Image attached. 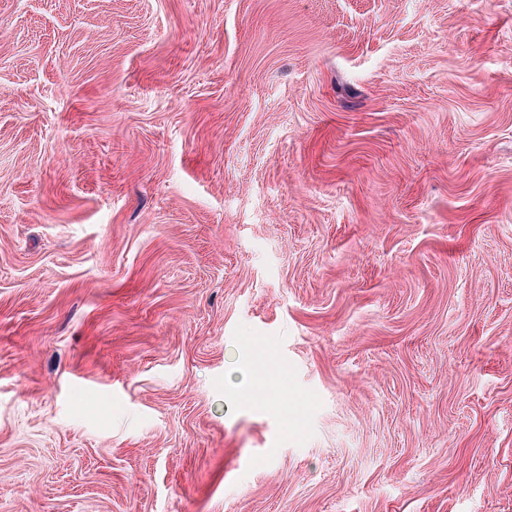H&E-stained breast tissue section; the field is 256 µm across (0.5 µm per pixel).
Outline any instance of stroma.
<instances>
[{"label":"stroma","instance_id":"stroma-1","mask_svg":"<svg viewBox=\"0 0 512 512\" xmlns=\"http://www.w3.org/2000/svg\"><path fill=\"white\" fill-rule=\"evenodd\" d=\"M0 512H512V0H0Z\"/></svg>","mask_w":512,"mask_h":512}]
</instances>
